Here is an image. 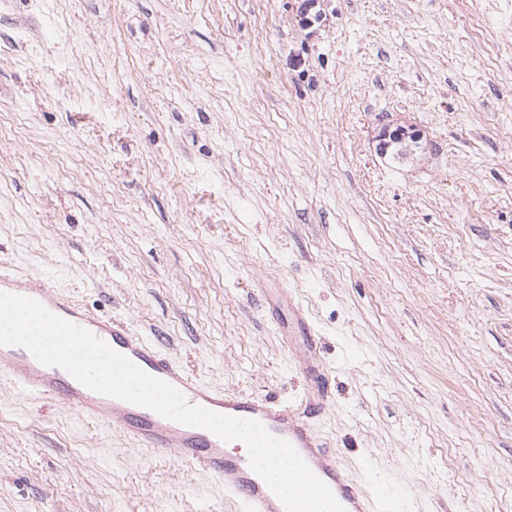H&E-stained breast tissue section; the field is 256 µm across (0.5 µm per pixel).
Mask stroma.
Listing matches in <instances>:
<instances>
[{
  "label": "stroma",
  "instance_id": "obj_1",
  "mask_svg": "<svg viewBox=\"0 0 512 512\" xmlns=\"http://www.w3.org/2000/svg\"><path fill=\"white\" fill-rule=\"evenodd\" d=\"M320 3L0 0V261L285 404L302 311L347 473L512 512V0ZM0 512L236 504L0 373Z\"/></svg>",
  "mask_w": 512,
  "mask_h": 512
}]
</instances>
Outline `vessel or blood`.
Listing matches in <instances>:
<instances>
[{
	"label": "vessel or blood",
	"instance_id": "b4317fda",
	"mask_svg": "<svg viewBox=\"0 0 512 512\" xmlns=\"http://www.w3.org/2000/svg\"><path fill=\"white\" fill-rule=\"evenodd\" d=\"M0 292L34 299L52 314L87 329L148 374L174 385L191 404L260 421L271 434L295 448L313 473L329 486L346 512H379L382 495L363 489L344 472L334 444L319 434L313 422L320 409V399L327 395L324 365L315 355L316 343H309L308 355L296 361L309 399L286 405L251 393L211 388L127 323L95 314L57 296L41 279L20 280L5 262L0 263ZM0 371L7 373L18 391L59 398L83 416L105 419L138 447L172 451L181 462L221 484L225 493L236 500L238 512H284L280 500L251 469L243 443L224 442L206 429L185 426L150 409L93 392L73 377L60 373L58 368L41 364L19 346H0Z\"/></svg>",
	"mask_w": 512,
	"mask_h": 512
}]
</instances>
